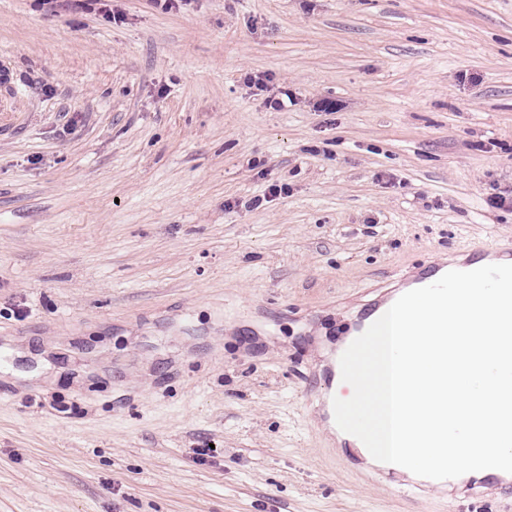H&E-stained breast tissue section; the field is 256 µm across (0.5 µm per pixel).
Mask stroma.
<instances>
[{
    "mask_svg": "<svg viewBox=\"0 0 512 512\" xmlns=\"http://www.w3.org/2000/svg\"><path fill=\"white\" fill-rule=\"evenodd\" d=\"M106 6L0 0V512H512L315 417L385 281L512 242V0ZM245 81L248 87H254L257 91L268 93V96L265 98V105L274 110H281L287 106L288 102L292 105L295 102L293 93L288 89L279 88L274 92L268 85L271 82L270 77L247 75L245 76Z\"/></svg>",
    "mask_w": 512,
    "mask_h": 512,
    "instance_id": "obj_1",
    "label": "stroma"
}]
</instances>
